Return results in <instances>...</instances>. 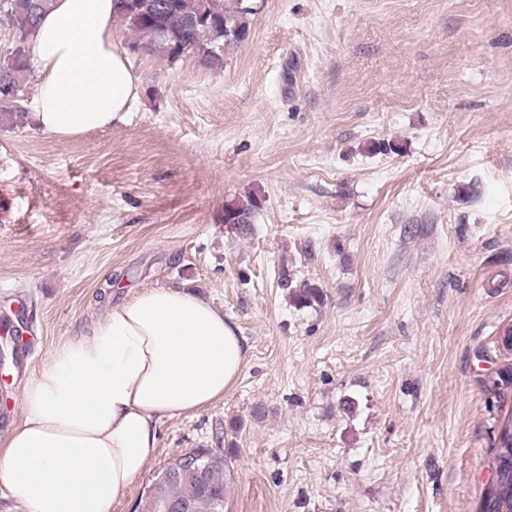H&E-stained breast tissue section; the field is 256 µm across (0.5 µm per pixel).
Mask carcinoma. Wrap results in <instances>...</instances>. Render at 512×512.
I'll return each mask as SVG.
<instances>
[{
  "mask_svg": "<svg viewBox=\"0 0 512 512\" xmlns=\"http://www.w3.org/2000/svg\"><path fill=\"white\" fill-rule=\"evenodd\" d=\"M51 0H5L7 16L15 36L28 44L40 14ZM118 16L133 34L131 49L141 48L170 60L194 52L215 69L224 65L226 48L244 41L250 30V10L244 0H115ZM30 71L28 51L18 54L0 68V113L11 116L20 111L17 95L23 92ZM261 200L254 195L237 198L224 207V223L241 224L238 233H248ZM282 285L290 289L291 302L301 308L320 302L319 288L306 282L293 284L283 276ZM486 392L497 407L512 401V363H504L486 385ZM491 448L494 479L482 493L479 512H512V408L493 430ZM178 456L148 479L145 488L164 500L185 503L191 512H224L228 482L224 461L208 465L206 479L182 468Z\"/></svg>",
  "mask_w": 512,
  "mask_h": 512,
  "instance_id": "cac0c4a2",
  "label": "carcinoma"
}]
</instances>
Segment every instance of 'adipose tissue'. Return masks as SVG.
Instances as JSON below:
<instances>
[{
    "mask_svg": "<svg viewBox=\"0 0 512 512\" xmlns=\"http://www.w3.org/2000/svg\"><path fill=\"white\" fill-rule=\"evenodd\" d=\"M115 18L114 0H53L41 14L29 51L42 133L111 127L137 99ZM246 355L236 326L192 292L151 288L113 305L22 385L23 418L0 444L16 512H112L154 459L159 424L223 399Z\"/></svg>",
    "mask_w": 512,
    "mask_h": 512,
    "instance_id": "obj_1",
    "label": "adipose tissue"
}]
</instances>
